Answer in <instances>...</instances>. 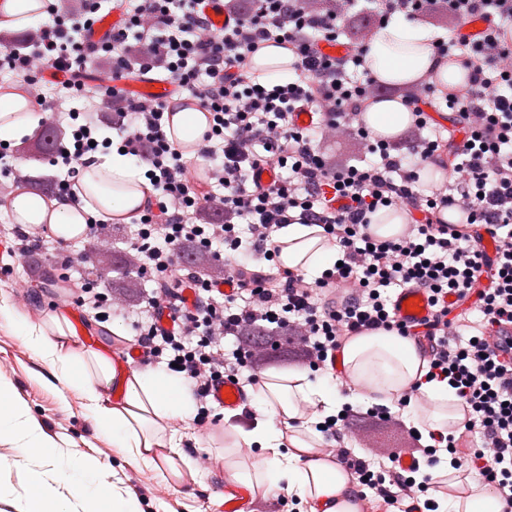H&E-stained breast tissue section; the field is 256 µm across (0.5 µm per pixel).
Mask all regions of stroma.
I'll return each instance as SVG.
<instances>
[{
	"label": "stroma",
	"mask_w": 512,
	"mask_h": 512,
	"mask_svg": "<svg viewBox=\"0 0 512 512\" xmlns=\"http://www.w3.org/2000/svg\"><path fill=\"white\" fill-rule=\"evenodd\" d=\"M43 92L56 100L57 106L52 110L37 107L39 127L33 128L23 142H9L0 156V204L17 189H37L39 178L55 181L63 176L49 164L47 156L18 151L20 144H34L42 127L71 126L69 111L74 102L68 91L49 77ZM54 244V236H47L38 255L15 266L11 275L0 277V305L8 306L24 322L39 324L49 316L65 315L69 306L62 291L37 285L40 270L54 260ZM140 319L136 306L126 307L105 321L89 312L84 328L88 335L100 339L102 349L117 353L135 335ZM0 388L25 408L29 423L44 442L40 448L22 449L10 437H0V512H47L49 504L38 491L44 486L57 487L61 462L75 452L90 456L100 465L114 492L132 500L139 512H218L223 503L221 453L228 423L217 404H210L205 425H195L190 419L172 425L178 448L191 461L190 472L178 485L165 479L155 466L135 462L115 451L111 440L100 432L88 401L64 387L55 368L35 352L18 329L4 325L0 326ZM399 418V423L384 425L358 417L353 453L383 466L390 454L416 449V442L405 430L414 421L412 409H401Z\"/></svg>",
	"instance_id": "1"
}]
</instances>
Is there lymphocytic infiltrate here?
<instances>
[{
  "label": "lymphocytic infiltrate",
  "mask_w": 512,
  "mask_h": 512,
  "mask_svg": "<svg viewBox=\"0 0 512 512\" xmlns=\"http://www.w3.org/2000/svg\"><path fill=\"white\" fill-rule=\"evenodd\" d=\"M357 4L345 0L343 10L312 11L305 0H229L224 13L233 25L219 31L199 6L183 8L182 0H120L123 27L108 42L91 44L85 33L101 0H85L80 18L52 15L31 50L0 51V74L20 77L43 106L42 76L54 69L63 74L71 96L84 100L71 114L68 139L50 155L51 165L66 169L58 183L63 194L79 175V160L93 153L99 138L91 102L95 89L83 82V73L107 56L113 79H124L129 39L150 48L138 64L140 74L163 70L209 115L197 151L206 163L200 183L188 178L189 160L164 131L166 103L103 91L114 107L112 127L123 134L122 148L148 164L157 192L141 210L129 247L142 275L174 283L157 290L142 308L146 326L134 343L143 361L168 357L203 403L218 380L257 382L266 360L243 340L252 328L293 331L298 361L321 368L347 339L366 331L408 336L394 318L387 291L426 289L432 314L425 334L415 339L429 365L423 380L448 382L463 414L454 433L431 434L430 444H424L427 472L416 477L393 463L376 469L367 458L343 450L353 413L317 429L336 445L335 457L359 484L361 498L381 500L389 512L403 499L418 497L426 512H437L427 492L436 484L432 468L446 456L455 467L477 470L500 512H512V364L499 360L494 338L512 330V41L503 35L504 22L512 20V0H383L382 8L372 11L374 23L382 24L396 13L425 16L435 4L458 24L475 16L486 24L478 39L433 43L439 57L457 58L467 71L465 92L439 95L434 85L425 87L437 108L463 119L465 138L458 142L431 127L421 96L410 93L405 100L418 136L403 149L376 138L360 121L362 108L383 91L362 70L363 47L354 46L344 58L318 50L320 42L339 37ZM271 42L293 51L295 77L268 88L257 81L250 62ZM351 66L361 69V76L351 77ZM306 109L316 112L317 120L298 125L296 116ZM350 133L365 142L368 158L331 166L316 140L336 141ZM267 163L282 174L264 186L254 172ZM443 164L450 165L454 181L425 186L423 171ZM383 208H404L419 217L400 236L381 239L370 226ZM452 209L462 210L464 219L446 223L442 214ZM207 210L222 211L223 222L201 221ZM296 217L322 227L340 246L341 266L310 282L298 270L263 271L239 260L244 243L250 251L276 257L275 234ZM242 224L250 234L245 242L238 236ZM487 235L496 243L491 256L481 246ZM189 243L222 259L223 279L182 273L180 257ZM186 281L193 286L190 299L182 288ZM226 282L233 286L228 295L221 290ZM470 299L477 318L450 315L449 304ZM164 307L173 320L169 329L157 321ZM227 340L234 346L229 356Z\"/></svg>",
  "instance_id": "lymphocytic-infiltrate-1"
}]
</instances>
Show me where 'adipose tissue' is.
<instances>
[{"label":"adipose tissue","instance_id":"adipose-tissue-1","mask_svg":"<svg viewBox=\"0 0 512 512\" xmlns=\"http://www.w3.org/2000/svg\"><path fill=\"white\" fill-rule=\"evenodd\" d=\"M434 38L430 28L404 18L393 19L369 39L365 67L386 87L414 86L429 74L441 90L459 87L466 80L465 70L438 61L431 47ZM293 61L287 46L269 44L254 54L252 66L260 83L274 85L287 82ZM361 119L373 135L393 139L410 124L412 115L402 98L384 97L368 106ZM38 121L26 98L10 93L0 96V140H21ZM207 127L205 112L186 108L170 115L165 131L169 139L193 147ZM153 195L144 169L115 151L83 158L71 196L49 199L24 190L13 197L10 212L16 224L31 229L49 224L57 238L68 242L85 235L91 216L109 213L130 222ZM275 242L281 266L312 278L321 277L341 257L322 228L311 224L283 227L277 231ZM68 328L67 320L56 316L23 326L38 353L57 368L65 386L90 403L113 447L135 460L163 462L170 478L181 481L189 459L175 448L164 456L157 450L165 446L166 425L192 418L197 410L183 378L163 370L138 369L120 376L101 354L84 357L64 352L61 340ZM341 355L344 381L339 388L326 377L311 378L303 368L264 373L255 399L263 407L265 419L254 429L224 434L227 483L245 484L261 494L283 483L299 500L323 505L325 512H360L351 475L321 454L324 441L316 423L348 403L392 406L416 385L421 394L413 414L423 422L425 431L445 432L460 419L456 397L447 383L419 385L427 363L411 340L379 329L348 340ZM116 381L121 384L123 402L105 406L103 393ZM1 433L11 435L24 448L41 445L24 408L8 403L5 390L0 388ZM245 446L258 447L260 461L241 456L239 450ZM60 475L89 502V512H138L135 503L111 492L94 462L87 458L67 460ZM436 476L439 486L435 496L441 512H499L497 499L480 490L462 471L445 464Z\"/></svg>","mask_w":512,"mask_h":512}]
</instances>
